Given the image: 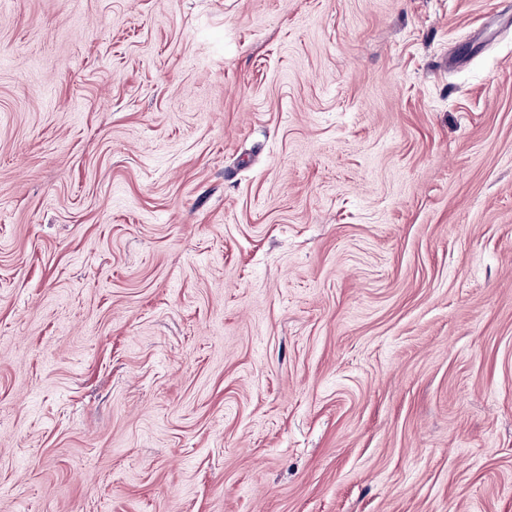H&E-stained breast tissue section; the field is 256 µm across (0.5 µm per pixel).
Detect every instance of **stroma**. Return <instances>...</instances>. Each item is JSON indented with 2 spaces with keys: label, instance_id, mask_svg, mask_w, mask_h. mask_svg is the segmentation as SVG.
I'll list each match as a JSON object with an SVG mask.
<instances>
[{
  "label": "stroma",
  "instance_id": "35a3bbf8",
  "mask_svg": "<svg viewBox=\"0 0 512 512\" xmlns=\"http://www.w3.org/2000/svg\"><path fill=\"white\" fill-rule=\"evenodd\" d=\"M0 512H512V0H0Z\"/></svg>",
  "mask_w": 512,
  "mask_h": 512
}]
</instances>
